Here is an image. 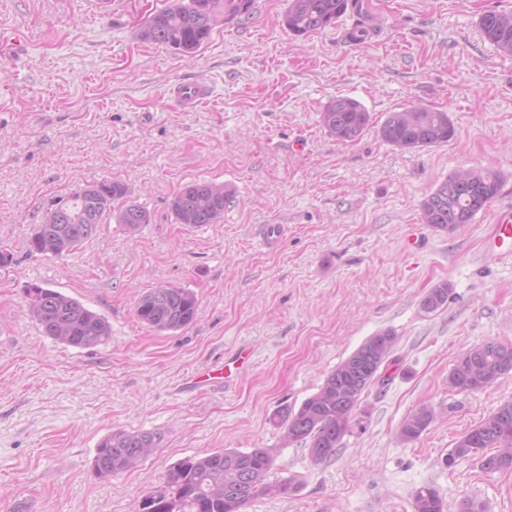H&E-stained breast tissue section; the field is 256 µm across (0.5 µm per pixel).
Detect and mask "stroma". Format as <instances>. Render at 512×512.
<instances>
[{"label": "stroma", "instance_id": "obj_1", "mask_svg": "<svg viewBox=\"0 0 512 512\" xmlns=\"http://www.w3.org/2000/svg\"><path fill=\"white\" fill-rule=\"evenodd\" d=\"M170 0H0V512H138L168 468L188 456L271 448L270 480L294 478L284 498L259 496L244 512H412L433 487L512 512V470L479 458L444 459L465 432L512 402V373L484 390L448 385L456 359L487 342L512 343V258L487 243L499 208L512 206V56L479 26L512 0H368L369 16L295 37L288 0H258L248 19L216 20L190 57L140 40ZM202 80L209 95L188 110L172 85ZM362 102L372 126L342 143L320 123L339 97ZM448 112L454 138L415 151L382 141L392 112ZM469 167L502 187L473 223L453 233L422 221L435 185ZM118 180L151 221L136 234L113 222L63 257L29 251L53 201L79 186ZM224 184L214 224L176 223L169 202L184 185ZM280 224L275 250L259 236ZM450 283L441 309L427 293ZM37 284L105 318V343L74 348L43 336L26 290ZM172 285L198 298L195 323L176 332L144 325L134 298ZM396 344L384 383L366 392L335 459L316 464L284 445L279 408L316 393L367 338ZM250 367L225 388L189 392L187 379L238 347ZM430 406L422 435L402 441L404 419ZM150 432L137 467L102 479L99 441Z\"/></svg>", "mask_w": 512, "mask_h": 512}]
</instances>
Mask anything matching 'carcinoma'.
I'll use <instances>...</instances> for the list:
<instances>
[{"instance_id":"cac0c4a2","label":"carcinoma","mask_w":512,"mask_h":512,"mask_svg":"<svg viewBox=\"0 0 512 512\" xmlns=\"http://www.w3.org/2000/svg\"><path fill=\"white\" fill-rule=\"evenodd\" d=\"M250 0H174L152 15L142 26L140 38L163 44L191 56L210 38L216 14L223 10L235 16L247 13ZM349 7V0H288L285 24L295 36H305L336 24ZM483 36L500 52L512 55V12L488 11L479 18ZM321 124L340 142L359 139L370 125V113L355 98L340 97L321 112ZM379 137L396 149L411 151L450 141L455 130L448 113L412 107L390 113L378 127ZM498 174L480 169H461L438 183L423 201V222L437 230L453 232L469 224L497 196ZM129 190L120 181L87 183L66 198L57 199L45 222L36 226L29 251L63 256L92 238L110 217L134 232L149 223V214L137 204L112 212V202ZM228 193L224 184L194 182L180 188L171 200V210L180 224L199 227L214 224L224 215ZM450 287L443 283L431 289L423 307L435 311L448 302ZM29 306L41 332L74 348L105 342L110 326L100 315L78 300L38 285L26 289ZM196 295L177 286L153 288L137 299L138 319L157 331H177L191 325L198 315ZM396 334L388 329L367 338L325 377L318 392L298 408L284 406L274 423L284 428L289 444L307 447L310 459L320 464L336 457L352 422L362 394L382 381L381 367L395 345ZM512 372V343L488 342L467 350L448 375L449 387L472 393L491 386L499 376ZM434 418L422 406L402 423L400 438L421 436ZM150 432L116 433L103 438L96 448L93 469L106 478L138 465L155 447ZM486 448L497 453L482 458L487 470H512V402H507L481 424L468 431L445 459L452 466L458 458L475 456ZM275 461L269 448L249 452L221 450L203 457H187L172 465L163 489L143 497L139 512H242L255 497L288 496L297 490L291 478L266 480ZM413 512H447V505L432 487L423 486L413 495Z\"/></svg>"}]
</instances>
